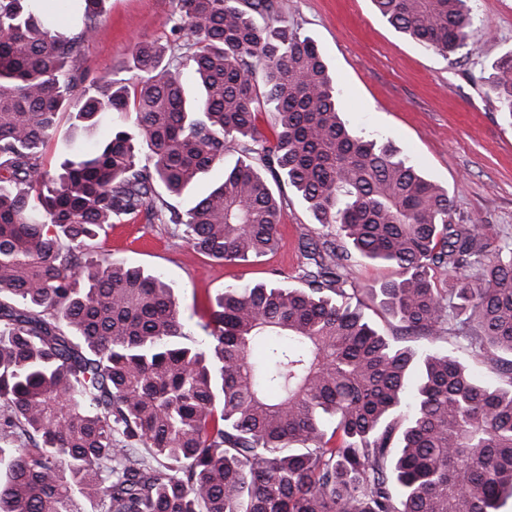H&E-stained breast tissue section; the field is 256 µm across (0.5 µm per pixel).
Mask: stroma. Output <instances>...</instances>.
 Here are the masks:
<instances>
[{"mask_svg":"<svg viewBox=\"0 0 512 512\" xmlns=\"http://www.w3.org/2000/svg\"><path fill=\"white\" fill-rule=\"evenodd\" d=\"M281 13L312 38L330 64L336 104L362 136L383 139L424 176L447 189L450 219L478 224L495 241L512 242V117L487 95L485 80L496 60L512 50V0H473L479 36L471 52L450 56L423 49L396 31L373 0H279ZM174 0H107L84 48L94 78L128 77L138 40L172 39ZM284 221L276 253L255 261L210 260L194 251L172 225L142 221L113 225L94 252L112 262L163 275L193 336L226 286L279 283L304 287L303 245L333 226L317 224L296 192H281ZM394 274L392 267L355 258L349 287L367 318L386 334L400 325L369 297Z\"/></svg>","mask_w":512,"mask_h":512,"instance_id":"stroma-1","label":"stroma"}]
</instances>
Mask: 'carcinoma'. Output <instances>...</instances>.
<instances>
[{
    "mask_svg": "<svg viewBox=\"0 0 512 512\" xmlns=\"http://www.w3.org/2000/svg\"><path fill=\"white\" fill-rule=\"evenodd\" d=\"M44 2L0 0V445L14 451L0 512H502L512 243L452 223L447 190L350 128L318 45L275 0H176V38L134 46L132 94L83 68L104 0H57L68 30ZM373 2L426 50L475 43L469 0ZM487 90L512 117V51ZM230 142L240 157L180 212L168 198ZM283 183L338 238L305 246L303 288H224L199 341L162 275L83 260L139 218L219 262L262 257L280 242ZM346 242L397 270L371 293L401 335L345 301ZM445 337L502 385L403 345Z\"/></svg>",
    "mask_w": 512,
    "mask_h": 512,
    "instance_id": "obj_1",
    "label": "carcinoma"
}]
</instances>
